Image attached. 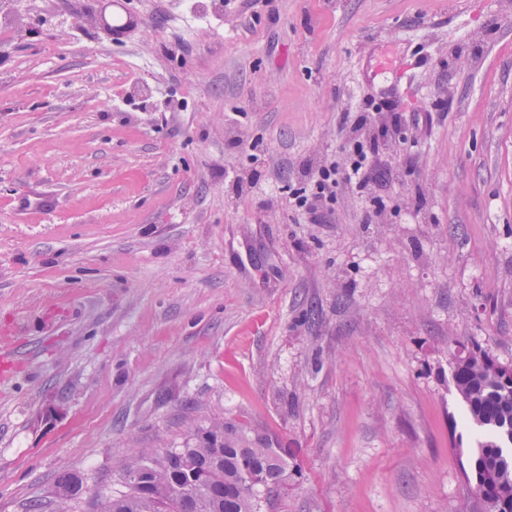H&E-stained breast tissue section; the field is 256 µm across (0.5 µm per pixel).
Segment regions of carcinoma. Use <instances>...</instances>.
Returning a JSON list of instances; mask_svg holds the SVG:
<instances>
[{
  "mask_svg": "<svg viewBox=\"0 0 512 512\" xmlns=\"http://www.w3.org/2000/svg\"><path fill=\"white\" fill-rule=\"evenodd\" d=\"M453 383L472 421L485 430L477 441L464 478L472 497L469 512H512V379L479 346H461L453 357ZM139 474V486L125 475ZM288 479V450L269 436L248 437L244 429L215 424L210 436L191 448H168L162 454L120 465V491L103 488L95 496L96 512H260L255 489L276 488ZM83 481L59 480V512L82 491Z\"/></svg>",
  "mask_w": 512,
  "mask_h": 512,
  "instance_id": "1",
  "label": "carcinoma"
}]
</instances>
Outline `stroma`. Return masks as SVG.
Returning <instances> with one entry per match:
<instances>
[{
    "mask_svg": "<svg viewBox=\"0 0 512 512\" xmlns=\"http://www.w3.org/2000/svg\"><path fill=\"white\" fill-rule=\"evenodd\" d=\"M12 2L0 512L65 473L93 512L218 417L288 451L262 512H460L453 354L512 366V0ZM374 138L387 181L291 209Z\"/></svg>",
    "mask_w": 512,
    "mask_h": 512,
    "instance_id": "35a3bbf8",
    "label": "stroma"
}]
</instances>
